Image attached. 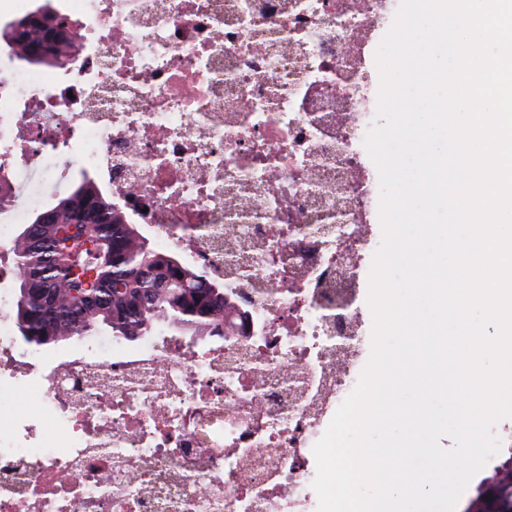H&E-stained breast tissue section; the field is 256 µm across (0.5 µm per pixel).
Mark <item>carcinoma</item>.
<instances>
[{
	"label": "carcinoma",
	"instance_id": "carcinoma-1",
	"mask_svg": "<svg viewBox=\"0 0 512 512\" xmlns=\"http://www.w3.org/2000/svg\"><path fill=\"white\" fill-rule=\"evenodd\" d=\"M65 18L52 10L0 30L19 60L57 66L75 43L60 39ZM16 197L8 163L0 161V211ZM18 293L15 323L22 339L52 348L75 336L135 341L165 324L198 339L235 335V306L205 274L150 247L139 225L89 179L58 197L22 227L14 246Z\"/></svg>",
	"mask_w": 512,
	"mask_h": 512
}]
</instances>
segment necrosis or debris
I'll return each instance as SVG.
<instances>
[{
    "instance_id": "1",
    "label": "necrosis or debris",
    "mask_w": 512,
    "mask_h": 512,
    "mask_svg": "<svg viewBox=\"0 0 512 512\" xmlns=\"http://www.w3.org/2000/svg\"><path fill=\"white\" fill-rule=\"evenodd\" d=\"M71 70H0V159L39 184L0 213V250L42 187L92 178L127 223L250 317L240 345L16 356L0 295V512H316L314 445L369 358L359 304L382 240L367 75L394 0H59ZM70 156L58 160L57 139ZM359 239L336 262L323 207Z\"/></svg>"
}]
</instances>
